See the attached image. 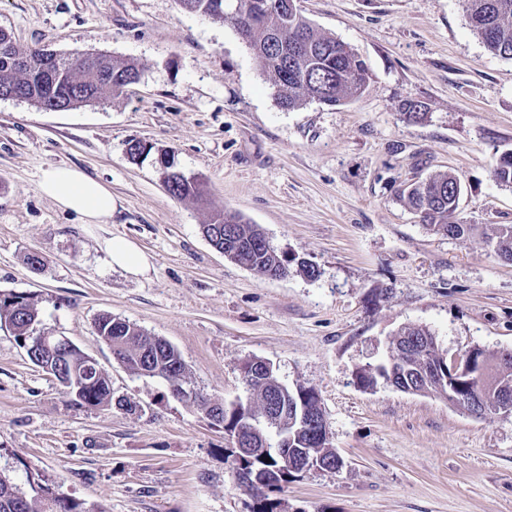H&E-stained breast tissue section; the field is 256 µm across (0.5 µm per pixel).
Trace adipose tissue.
I'll use <instances>...</instances> for the list:
<instances>
[{"label":"adipose tissue","mask_w":512,"mask_h":512,"mask_svg":"<svg viewBox=\"0 0 512 512\" xmlns=\"http://www.w3.org/2000/svg\"><path fill=\"white\" fill-rule=\"evenodd\" d=\"M39 189L60 208L79 214L88 224L108 223L119 206L109 188L72 167L47 169Z\"/></svg>","instance_id":"1"}]
</instances>
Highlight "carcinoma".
<instances>
[{
    "label": "carcinoma",
    "mask_w": 512,
    "mask_h": 512,
    "mask_svg": "<svg viewBox=\"0 0 512 512\" xmlns=\"http://www.w3.org/2000/svg\"><path fill=\"white\" fill-rule=\"evenodd\" d=\"M182 9L211 18L221 19L238 28L246 24L252 0H233L239 4L234 16L224 14V0H178ZM278 3L267 18L249 29L247 46L260 60L273 87L279 104L287 109L301 106L308 100L323 98V104L338 106L363 92L369 80L368 69L344 42L313 27L298 9ZM467 17L472 29L480 36L486 49L500 57L512 59V0H465ZM42 67V60L34 49L17 46L10 56H0V94L14 92L38 108H43L51 91H56L71 107L98 102L118 95L128 86L127 78L140 74L132 63L106 54H88L84 61L58 56L52 68V78L39 83L34 73ZM423 104L407 98L402 104V115L408 122L422 119ZM496 179L512 185V157L495 158ZM168 192L179 200L198 199L205 193L198 179H188L175 172H166ZM462 192L460 178L453 173L441 174L413 183L403 191L409 205L420 213L422 222L430 230L460 238L475 230L473 224H453ZM205 237L224 245V256L240 263L260 276L280 277L297 263L305 276H317V268L297 257L278 254L269 244L259 226L247 223L239 214L224 210L212 222L202 226ZM493 249L502 260L512 262V224L498 225ZM38 308L34 298L17 292L0 296V320L8 322L15 336H29L31 325L37 321ZM99 336L119 357L124 367L144 376L153 377L158 370L172 379L189 385L186 369L178 351L166 340L150 336L137 326L103 315L98 320ZM397 362L389 367H360L355 372L357 384L365 389L378 381L390 379L392 386L402 392L428 393L450 398L462 394L469 383L462 380L455 386L438 382V370L448 363V355L439 350L435 336L423 327H406L394 339ZM61 365H52L54 378L72 402L80 407L95 408L112 403V384L98 363H88L87 354L80 348L58 358ZM263 365L248 362L244 366L245 381L253 382L259 405L248 408L243 404H214L202 395L194 399L205 415L233 432L245 423L263 418V404L274 403L281 415H318L322 413L320 399L311 389L281 388L275 380L261 381ZM278 430L266 423L257 426L250 435L251 447L261 449L272 444ZM282 448L328 449L327 432L318 428L290 431L280 444ZM242 472L266 469L282 475L287 483L293 472L285 466L276 452L240 456L233 460ZM0 512H100L86 503L60 492H54L53 506L45 509L34 496L19 497V488L9 477L0 473Z\"/></svg>",
    "instance_id": "cac0c4a2"
}]
</instances>
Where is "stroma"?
Here are the masks:
<instances>
[{
    "label": "stroma",
    "mask_w": 512,
    "mask_h": 512,
    "mask_svg": "<svg viewBox=\"0 0 512 512\" xmlns=\"http://www.w3.org/2000/svg\"><path fill=\"white\" fill-rule=\"evenodd\" d=\"M299 5L365 61L359 97L282 108L234 28L177 0H0V29L19 45L102 51L140 71L124 94L64 112L0 99V294L32 295L34 334L68 336L116 400L74 405L0 323V473L18 487L32 470L103 512H253L223 426L119 365L96 330L109 313L169 342L213 402L248 398L254 359L318 393L345 465L295 474L274 494L281 512H512V417L475 418L354 377L387 361L404 327L428 328L451 356L512 349V263L480 236L427 230L400 196L450 171L463 185L457 221L481 233L512 224V185L493 173L512 150V59L485 48L464 0ZM408 97L423 102L422 120L404 121ZM133 140L152 153L131 159ZM161 151L205 184L203 200L168 193ZM55 165L119 198L109 223H84L39 192ZM225 208L317 276L265 279L224 257L202 226ZM112 237L136 243L150 270L113 267L102 248Z\"/></svg>",
    "instance_id": "obj_1"
}]
</instances>
